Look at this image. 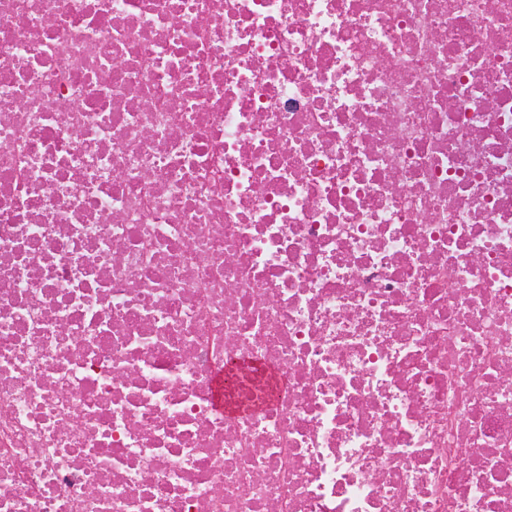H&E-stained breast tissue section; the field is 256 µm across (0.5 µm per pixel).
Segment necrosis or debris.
<instances>
[{"label": "necrosis or debris", "mask_w": 512, "mask_h": 512, "mask_svg": "<svg viewBox=\"0 0 512 512\" xmlns=\"http://www.w3.org/2000/svg\"><path fill=\"white\" fill-rule=\"evenodd\" d=\"M0 512H512V0H0Z\"/></svg>", "instance_id": "obj_1"}]
</instances>
